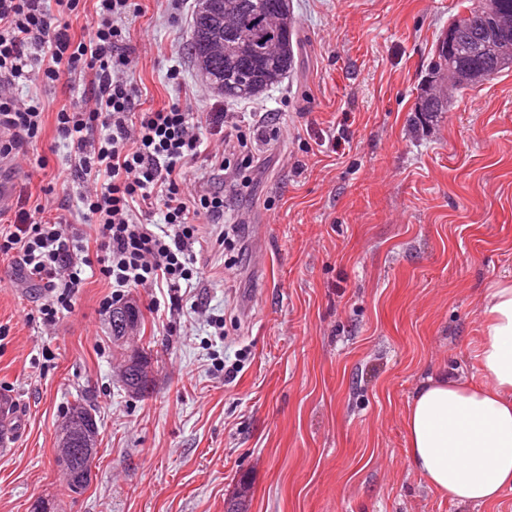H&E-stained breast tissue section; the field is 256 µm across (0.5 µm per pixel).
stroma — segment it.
Masks as SVG:
<instances>
[{
	"mask_svg": "<svg viewBox=\"0 0 512 512\" xmlns=\"http://www.w3.org/2000/svg\"><path fill=\"white\" fill-rule=\"evenodd\" d=\"M130 28L140 109L223 103L187 52L192 6L135 0ZM460 0H291L300 49L277 88L235 101L260 167L229 201L246 250L232 269L221 225H202V275L165 318L154 288H129L151 350L148 396L116 377L106 299L87 278L45 331L48 294L0 258V399L24 422L0 447V512H512L434 494L406 455L404 416L443 370L476 374L482 298L512 276V68L454 96L430 129L412 109L437 39ZM69 79L39 92L46 132L0 162L10 198L70 170L56 112L80 105ZM51 215L87 237L76 184L56 185ZM96 411L99 453L85 491L55 458L57 424L77 396Z\"/></svg>",
	"mask_w": 512,
	"mask_h": 512,
	"instance_id": "1",
	"label": "stroma"
}]
</instances>
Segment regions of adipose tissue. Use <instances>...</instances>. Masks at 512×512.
Listing matches in <instances>:
<instances>
[{
  "label": "adipose tissue",
  "instance_id": "ef3b65f1",
  "mask_svg": "<svg viewBox=\"0 0 512 512\" xmlns=\"http://www.w3.org/2000/svg\"><path fill=\"white\" fill-rule=\"evenodd\" d=\"M479 375L430 378L405 415L407 457L430 490L484 506L512 490V278L484 296Z\"/></svg>",
  "mask_w": 512,
  "mask_h": 512
}]
</instances>
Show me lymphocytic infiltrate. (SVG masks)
I'll return each mask as SVG.
<instances>
[{
	"mask_svg": "<svg viewBox=\"0 0 512 512\" xmlns=\"http://www.w3.org/2000/svg\"><path fill=\"white\" fill-rule=\"evenodd\" d=\"M55 2L52 14L46 0H0V158L26 153L43 133L41 102L14 96L19 83L35 76L51 85L63 73L90 71L82 109L57 112L54 139L74 155L84 220L98 227L96 244L63 232L62 219L40 220L44 198L60 179L53 173L40 194L19 193L12 215L0 223V255L50 294L40 308L47 326L71 307L89 268L116 289L167 287L170 307L178 309L181 288L193 278L192 247L203 242L198 219L223 223L225 200L235 192L233 175L253 167L254 158L237 155L232 111L217 108L202 117L172 102L137 113L139 89L117 24L132 0H95L78 39L68 18L81 0ZM213 135L222 148L210 147ZM196 164L223 174L222 186L191 189L186 170ZM158 213L164 225L155 232L146 223Z\"/></svg>",
	"mask_w": 512,
	"mask_h": 512,
	"instance_id": "lymphocytic-infiltrate-1",
	"label": "lymphocytic infiltrate"
}]
</instances>
